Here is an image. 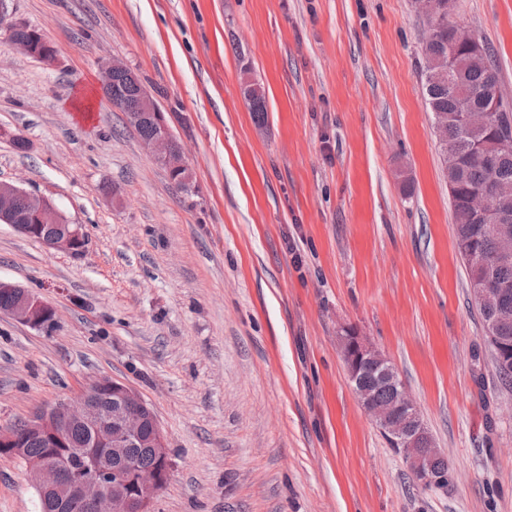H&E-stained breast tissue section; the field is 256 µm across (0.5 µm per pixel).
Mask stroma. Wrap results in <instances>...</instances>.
Here are the masks:
<instances>
[{
	"instance_id": "35a3bbf8",
	"label": "stroma",
	"mask_w": 512,
	"mask_h": 512,
	"mask_svg": "<svg viewBox=\"0 0 512 512\" xmlns=\"http://www.w3.org/2000/svg\"><path fill=\"white\" fill-rule=\"evenodd\" d=\"M9 7L61 63L0 50V181L51 199L87 245L0 224V281L59 321L47 334L0 313V430L108 377L167 436L154 512H512V391L456 250L414 0ZM451 19L488 46L512 110V0H454ZM112 60L163 112L193 191L101 93ZM350 328L395 366L445 487L418 485L360 406L339 347ZM0 512H40L8 454Z\"/></svg>"
}]
</instances>
